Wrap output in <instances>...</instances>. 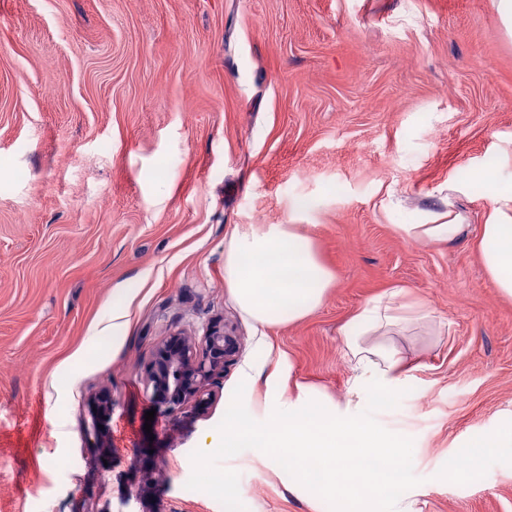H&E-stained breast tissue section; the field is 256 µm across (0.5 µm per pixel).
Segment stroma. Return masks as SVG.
<instances>
[{
    "label": "stroma",
    "instance_id": "1",
    "mask_svg": "<svg viewBox=\"0 0 512 512\" xmlns=\"http://www.w3.org/2000/svg\"><path fill=\"white\" fill-rule=\"evenodd\" d=\"M490 177L512 180L493 0H0V512H225L195 459L225 405L252 409L242 367L288 360L345 403L342 327L396 287L424 308L389 336L404 372L358 414L403 435L415 512H512V447L448 477L512 422V298L478 247ZM452 181L459 240L404 235ZM266 224L305 225L335 284L264 328L230 297L224 247ZM217 317L241 347L211 404L146 423L155 344ZM99 396L107 450L86 439ZM207 466L242 512H339L254 449Z\"/></svg>",
    "mask_w": 512,
    "mask_h": 512
}]
</instances>
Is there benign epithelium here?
<instances>
[{"label":"benign epithelium","mask_w":512,"mask_h":512,"mask_svg":"<svg viewBox=\"0 0 512 512\" xmlns=\"http://www.w3.org/2000/svg\"><path fill=\"white\" fill-rule=\"evenodd\" d=\"M239 350L238 338L224 332L222 318L209 322L198 340L182 331L169 333L153 348L145 372L152 400L164 413L201 407Z\"/></svg>","instance_id":"1"}]
</instances>
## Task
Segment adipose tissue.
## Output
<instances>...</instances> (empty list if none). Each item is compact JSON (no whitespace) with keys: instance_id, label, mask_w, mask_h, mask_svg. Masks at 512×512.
<instances>
[{"instance_id":"ef3b65f1","label":"adipose tissue","mask_w":512,"mask_h":512,"mask_svg":"<svg viewBox=\"0 0 512 512\" xmlns=\"http://www.w3.org/2000/svg\"><path fill=\"white\" fill-rule=\"evenodd\" d=\"M488 191L493 208L481 230V259L499 292L512 298V182L489 180ZM401 230L416 240L451 243L463 230L462 218L451 209L433 215L430 223L405 224ZM224 276L240 311L261 326L308 316L334 284L313 239L299 224L234 231L224 247ZM416 311L403 289L396 288L371 299L349 319L345 337L354 370L351 394L364 395L394 379L402 362L385 337ZM243 447L258 449L273 463L289 458V491L341 496V512H365L372 499L381 502L383 512H412L401 491L404 476L397 461L404 440L380 433L351 411H338L319 390L266 397L247 417L237 405H229L223 430L206 433L200 443L205 452L221 448L229 454Z\"/></svg>"}]
</instances>
